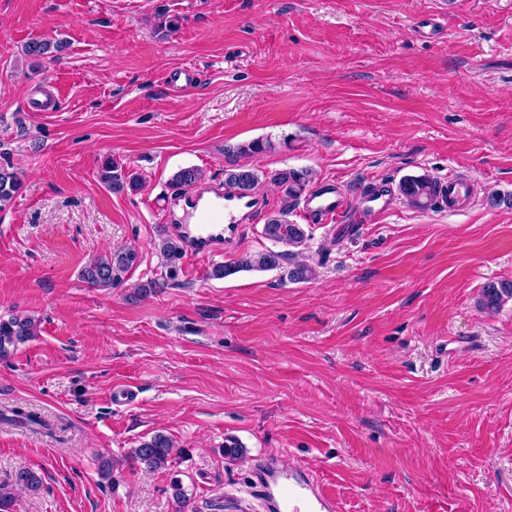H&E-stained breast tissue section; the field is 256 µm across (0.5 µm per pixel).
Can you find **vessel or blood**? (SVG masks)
I'll list each match as a JSON object with an SVG mask.
<instances>
[{
	"label": "vessel or blood",
	"instance_id": "1",
	"mask_svg": "<svg viewBox=\"0 0 512 512\" xmlns=\"http://www.w3.org/2000/svg\"><path fill=\"white\" fill-rule=\"evenodd\" d=\"M204 204L191 201L189 217L176 215L170 205H162L163 221L184 243L192 257L212 258L235 239L243 223H256L262 214L260 194L240 196L216 186ZM347 210L345 194L336 182L317 187L303 202V211L322 221L340 220ZM259 495L275 512H338L335 499L325 486L298 468H284L276 461L263 462L254 472Z\"/></svg>",
	"mask_w": 512,
	"mask_h": 512
}]
</instances>
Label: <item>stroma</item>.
Returning <instances> with one entry per match:
<instances>
[{"instance_id": "stroma-1", "label": "stroma", "mask_w": 512, "mask_h": 512, "mask_svg": "<svg viewBox=\"0 0 512 512\" xmlns=\"http://www.w3.org/2000/svg\"><path fill=\"white\" fill-rule=\"evenodd\" d=\"M50 38L66 48L24 56ZM185 70L188 92L169 82ZM47 94L55 110L31 111ZM0 147L23 182L0 211V316L39 325L0 356V483L42 481L16 512H175V480L188 512H267L248 493L264 455L340 512H512V303L478 305L512 281V0H0ZM112 157L141 191L101 183ZM231 165L311 234L315 278L185 261L138 295L162 272L151 200L179 168ZM302 167L347 193L345 222H311L268 179ZM424 173L471 178L473 204L409 206L398 183ZM121 247L137 265L89 288L81 269ZM159 432L167 467L125 463ZM512 302V281L489 282L482 288L480 305L491 312Z\"/></svg>"}]
</instances>
